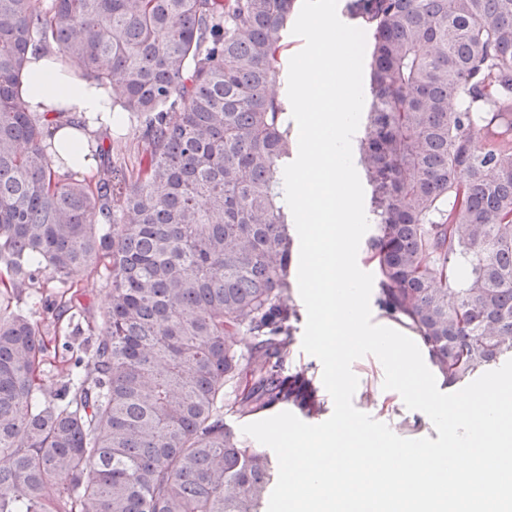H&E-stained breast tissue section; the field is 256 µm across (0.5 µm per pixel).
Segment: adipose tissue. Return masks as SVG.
<instances>
[{"label": "adipose tissue", "mask_w": 512, "mask_h": 512, "mask_svg": "<svg viewBox=\"0 0 512 512\" xmlns=\"http://www.w3.org/2000/svg\"><path fill=\"white\" fill-rule=\"evenodd\" d=\"M23 99L28 111L62 112L86 120L83 129L63 125L54 133L69 167L84 174L92 173L96 167L95 159L85 154L87 142L123 120V110L113 103L108 86L62 70L51 51L36 55L28 64L23 79Z\"/></svg>", "instance_id": "1"}]
</instances>
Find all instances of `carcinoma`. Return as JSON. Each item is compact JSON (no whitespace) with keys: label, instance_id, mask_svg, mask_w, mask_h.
Listing matches in <instances>:
<instances>
[{"label":"carcinoma","instance_id":"cac0c4a2","mask_svg":"<svg viewBox=\"0 0 512 512\" xmlns=\"http://www.w3.org/2000/svg\"><path fill=\"white\" fill-rule=\"evenodd\" d=\"M296 0H0V512H266L272 460L224 423L319 403L286 375L298 254L275 190ZM372 37L359 163L378 304L450 387L512 354V0H348ZM55 49L112 89L142 158L54 168L22 73ZM107 286L48 387L14 295ZM254 388L239 390L242 373ZM302 6V0L298 2V10L288 25V40H285V46L288 44V47H284L283 52L280 57V70L277 76V88L280 92V98L285 101L288 117L291 116V105L287 95V85H288V65L290 58L298 53L304 47V40L301 37L295 36L292 34L293 25L299 15L300 9Z\"/></svg>","mask_w":512,"mask_h":512}]
</instances>
